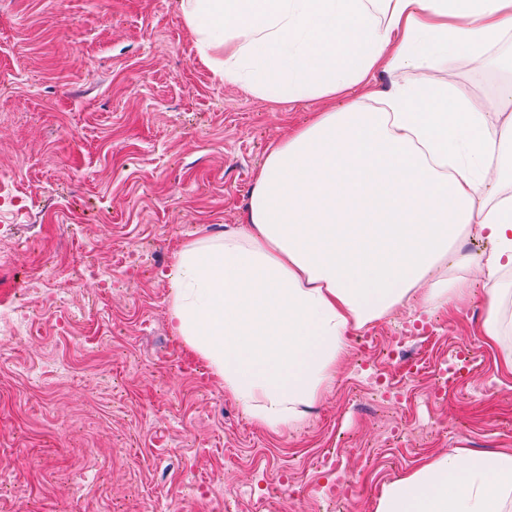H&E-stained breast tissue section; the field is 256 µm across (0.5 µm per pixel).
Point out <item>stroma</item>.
<instances>
[{"label": "stroma", "mask_w": 512, "mask_h": 512, "mask_svg": "<svg viewBox=\"0 0 512 512\" xmlns=\"http://www.w3.org/2000/svg\"><path fill=\"white\" fill-rule=\"evenodd\" d=\"M430 75L507 109L497 69L456 57ZM321 106L216 78L181 0H0V307L32 314L0 344V512H374L429 456L512 448L479 268L467 301L357 331L330 391L280 435L173 331L175 254L244 222L270 145ZM464 345L467 375L438 387ZM398 346L418 372L388 358Z\"/></svg>", "instance_id": "obj_1"}]
</instances>
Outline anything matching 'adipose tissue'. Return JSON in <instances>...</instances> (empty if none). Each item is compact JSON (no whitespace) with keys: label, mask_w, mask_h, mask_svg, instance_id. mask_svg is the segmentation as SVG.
I'll return each mask as SVG.
<instances>
[{"label":"adipose tissue","mask_w":512,"mask_h":512,"mask_svg":"<svg viewBox=\"0 0 512 512\" xmlns=\"http://www.w3.org/2000/svg\"><path fill=\"white\" fill-rule=\"evenodd\" d=\"M201 60L259 97L363 102L271 144L247 217L176 253L169 318L258 425L279 434L336 380L352 335L471 293L462 233L490 250L484 336L512 371V119L445 81L373 83L512 54V0H181ZM375 512H512V450L457 448L387 484Z\"/></svg>","instance_id":"obj_1"}]
</instances>
